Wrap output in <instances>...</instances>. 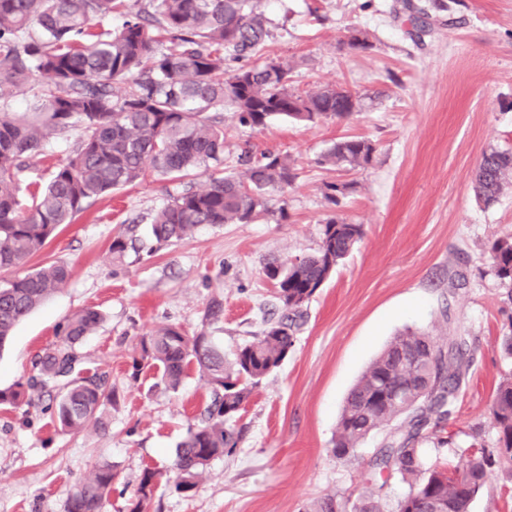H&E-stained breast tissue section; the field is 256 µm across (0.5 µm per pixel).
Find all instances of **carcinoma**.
Masks as SVG:
<instances>
[{
    "label": "carcinoma",
    "instance_id": "1",
    "mask_svg": "<svg viewBox=\"0 0 512 512\" xmlns=\"http://www.w3.org/2000/svg\"><path fill=\"white\" fill-rule=\"evenodd\" d=\"M114 14L125 17L121 28L103 27ZM267 37L256 0H0V101L18 91L28 95L25 111L0 110V348L71 277L65 262L31 266L30 259L96 199L149 171L171 180L207 175L205 188L181 193L154 216L151 237L161 247L203 225L248 224L269 210L272 195L293 186L297 167L286 154L247 156L242 176L224 174V126L211 113L227 107L240 124L260 128L276 116L308 124L360 109L359 97L344 88L292 90L291 68L275 59L242 63ZM122 83L123 93L115 94ZM75 127L84 130L80 146L23 205L27 160L53 135ZM375 152L369 140L342 138L318 163L365 167ZM511 177V148L482 151L473 181L477 199L486 206L497 202ZM363 234L362 225L332 216L314 253L267 265L264 274L276 281L283 313L229 364L204 330L189 336L165 325L140 337L131 378L154 366L166 388L176 391L194 368L211 388L204 418L177 447L178 493L192 492L213 460L235 451L239 432L233 422L252 389L288 356L304 307ZM130 250H139L136 239L123 231L113 236L112 257ZM489 258L512 303V237L494 241ZM103 320L92 307L67 316L58 343L35 361L36 379L0 390V404L29 403L30 392L55 389L48 410L61 430L106 428L104 407L115 395L105 392L100 376L76 369L75 354ZM467 351V337L456 332L446 345L409 328L391 339L349 392L332 452L347 458L370 435L401 423L388 432L372 463L374 479L356 502L329 497L308 512H384L383 490L394 474L408 486L395 512H469L491 469L512 463V373L499 382L491 402L493 448L470 446L466 465L453 470L428 464L423 451L429 441L447 444L437 429L455 411L470 368ZM115 477L111 464L96 466L69 494L66 512H102ZM160 478L143 471L131 512H150Z\"/></svg>",
    "mask_w": 512,
    "mask_h": 512
}]
</instances>
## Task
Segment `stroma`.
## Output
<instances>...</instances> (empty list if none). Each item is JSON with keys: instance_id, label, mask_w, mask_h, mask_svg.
Listing matches in <instances>:
<instances>
[{"instance_id": "35a3bbf8", "label": "stroma", "mask_w": 512, "mask_h": 512, "mask_svg": "<svg viewBox=\"0 0 512 512\" xmlns=\"http://www.w3.org/2000/svg\"><path fill=\"white\" fill-rule=\"evenodd\" d=\"M261 9L270 34L257 59L288 63L296 92L336 86L362 96L361 113L308 125L277 117L251 129L225 112V172L238 171L246 148L297 161L293 187L273 195L251 223L207 225L152 254L111 258L116 233L146 237L156 211L206 183L202 175L172 181L150 173L98 198L36 256L39 264L68 263L72 276L0 351V390L27 381L65 317L94 307L104 320L77 352L117 398L106 429L80 433L55 427L50 396L0 405V512H65L69 492L103 463L116 473L103 512H130L143 470H170L177 444L210 401L193 371L175 392L154 368L131 378L140 336L166 324L203 330L232 359L281 315L266 264L313 253L335 213L362 225L363 238L309 302L281 366L253 389L235 422L242 431L235 453L212 461L191 495L162 481L151 512H305L326 496L356 501L385 434L339 460L336 424L348 391L408 328L442 344L454 325L469 341L471 367L443 430L448 443H426L430 461L455 465L471 445L494 446L489 406L512 372L500 349L512 305L489 249L512 236V192L487 206L472 181L483 149L512 147V0H455L418 37L402 0H262ZM353 29L367 31V49L349 47ZM80 136L51 138L30 161L29 183L72 155ZM342 137L372 141V164L318 165ZM331 182L349 186L336 207L324 197ZM471 512H512L511 470L497 471Z\"/></svg>"}]
</instances>
